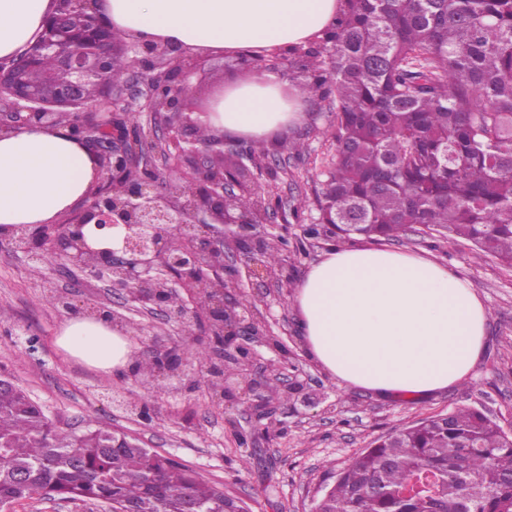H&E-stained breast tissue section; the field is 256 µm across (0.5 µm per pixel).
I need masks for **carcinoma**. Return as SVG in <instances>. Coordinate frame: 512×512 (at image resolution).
Returning <instances> with one entry per match:
<instances>
[{
	"mask_svg": "<svg viewBox=\"0 0 512 512\" xmlns=\"http://www.w3.org/2000/svg\"><path fill=\"white\" fill-rule=\"evenodd\" d=\"M64 26L54 27V18ZM105 35L98 10L58 0L20 78L57 124L106 103L111 57L78 100L46 96L70 49ZM306 101L335 112L336 161L318 211L336 235L393 240L411 224L512 265V0H345L318 40L288 51ZM97 420L62 427L21 389L0 397V499H80L112 512H249L189 468ZM313 512H512V436L458 408L358 453Z\"/></svg>",
	"mask_w": 512,
	"mask_h": 512,
	"instance_id": "obj_1",
	"label": "carcinoma"
}]
</instances>
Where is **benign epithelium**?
<instances>
[{
  "label": "benign epithelium",
  "mask_w": 512,
  "mask_h": 512,
  "mask_svg": "<svg viewBox=\"0 0 512 512\" xmlns=\"http://www.w3.org/2000/svg\"><path fill=\"white\" fill-rule=\"evenodd\" d=\"M111 50L124 58L125 68L145 86V92L134 86L119 88L112 94L110 107L78 113L74 136L98 160V188L74 220L14 225L0 239L31 263L56 254L69 271L112 283L127 308L159 312L183 328L192 322L195 307L173 308L168 295L182 290L194 303L198 300L197 281L209 280L220 271L228 274L230 287L217 289L207 300V326L215 351L237 359V370L215 365L224 370V376L214 387L206 368L198 367L184 376L185 362L155 345L148 357L156 364L159 389L178 394L200 382L216 401L247 396L264 415L268 412L264 380L251 373L253 356L248 347L260 336L259 327L236 294L243 273L250 280H277L276 272L264 261L265 237L252 228L267 223L269 213V197L261 192L254 171L276 161L279 133L269 137L271 148L261 157L245 144L246 137L228 134L222 127L213 129L209 139L200 140L198 127L213 112L214 100L224 96V86L203 97L195 96L206 77L201 56L170 42L126 40L110 48L90 43L78 52L65 50L61 58L71 70L72 81L58 90L56 98L77 100L82 85L102 72ZM128 98L143 99L146 125L129 111ZM34 127H52L51 114L41 110L33 97L15 94L11 111L0 113V133ZM229 153L241 160L240 173L234 177L228 176L223 166L224 155ZM185 172L194 180L189 194L182 191ZM246 189L258 192L259 213L226 210L225 201ZM90 224L104 236L119 230L121 245L91 246L84 233ZM172 235L184 237L187 248L171 252L168 238ZM63 308L121 323L117 312L90 303L78 308L69 297L63 298Z\"/></svg>",
  "instance_id": "benign-epithelium-1"
}]
</instances>
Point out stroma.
Wrapping results in <instances>:
<instances>
[{
	"label": "stroma",
	"mask_w": 512,
	"mask_h": 512,
	"mask_svg": "<svg viewBox=\"0 0 512 512\" xmlns=\"http://www.w3.org/2000/svg\"><path fill=\"white\" fill-rule=\"evenodd\" d=\"M307 113V122L286 135L293 148L282 151L280 167L261 176L271 204L260 230L281 248L282 281L269 287L243 281L238 298L266 324L265 337L252 345L255 372L280 388L300 381L314 406L280 400L272 417L260 419L246 399L218 404L200 385L175 398L147 393L124 383L120 374L72 358L55 344L70 315L51 303V295L110 310L111 284L71 275L57 263L26 262L5 244L0 377L11 379L51 419L77 427L91 418L135 436L223 486L251 512H312L331 474L380 435L458 407L483 409L512 434V267L490 255L476 258L465 239L432 238L413 227L388 243L389 249L424 255L459 272L489 310L488 348L460 389L420 401L380 398L339 385L308 356L297 324L296 286L337 238L328 231L316 239L305 233L318 216L316 199L336 154L328 105L308 107ZM127 318L132 340L146 345L155 338L179 346L206 341L197 323L184 332L150 312L131 311ZM117 393L147 407L149 418L113 404Z\"/></svg>",
	"instance_id": "obj_1"
}]
</instances>
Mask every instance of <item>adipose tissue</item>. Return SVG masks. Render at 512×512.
<instances>
[{
    "label": "adipose tissue",
    "instance_id": "ef3b65f1",
    "mask_svg": "<svg viewBox=\"0 0 512 512\" xmlns=\"http://www.w3.org/2000/svg\"><path fill=\"white\" fill-rule=\"evenodd\" d=\"M113 32L204 52L289 50L321 36L343 0H99ZM55 0H0V61L41 37ZM306 118L301 94L272 75L224 87L212 124L263 142ZM98 161L66 127L0 135V229L50 224L95 189ZM299 325L314 362L343 385L418 400L465 383L484 353L489 311L458 272L416 254L338 247L297 286ZM69 355L108 373L130 367L128 330L82 317L57 338Z\"/></svg>",
    "mask_w": 512,
    "mask_h": 512
}]
</instances>
